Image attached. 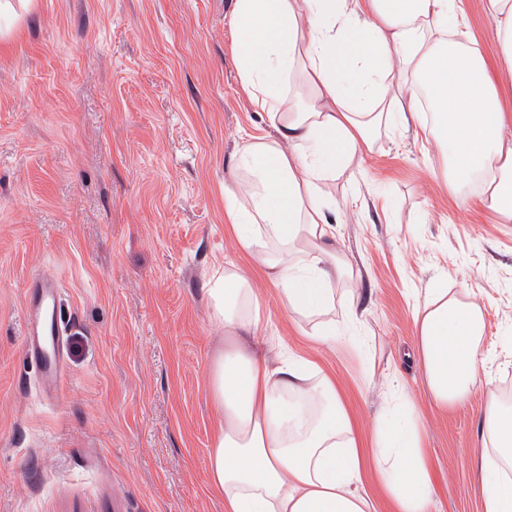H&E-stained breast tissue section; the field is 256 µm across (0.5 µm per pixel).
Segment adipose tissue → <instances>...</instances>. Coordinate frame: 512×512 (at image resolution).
I'll return each mask as SVG.
<instances>
[{"label": "adipose tissue", "instance_id": "ef3b65f1", "mask_svg": "<svg viewBox=\"0 0 512 512\" xmlns=\"http://www.w3.org/2000/svg\"><path fill=\"white\" fill-rule=\"evenodd\" d=\"M496 22L488 61L464 22L463 0H234L231 25L241 89L267 133L235 155L224 209L241 247L318 339L353 266L336 246V200L325 183L381 129L408 125L422 94L424 131L446 152L457 201L479 198L512 222L511 118L498 86L512 83V0H484ZM225 343L210 368L221 419L209 455L224 512H371L358 485L373 467L398 512H430L432 477L411 402L359 445L335 383L303 359L272 367L250 346L262 303L249 276L228 268L205 284ZM416 352L440 406L463 402L489 357L481 308L429 289L414 314ZM484 512H512V403L490 390L482 413Z\"/></svg>", "mask_w": 512, "mask_h": 512}]
</instances>
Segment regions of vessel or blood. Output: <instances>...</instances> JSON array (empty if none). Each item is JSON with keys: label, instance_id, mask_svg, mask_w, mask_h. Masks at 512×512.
Here are the masks:
<instances>
[{"label": "vessel or blood", "instance_id": "vessel-or-blood-1", "mask_svg": "<svg viewBox=\"0 0 512 512\" xmlns=\"http://www.w3.org/2000/svg\"><path fill=\"white\" fill-rule=\"evenodd\" d=\"M25 350L36 361L46 388L59 391L64 364L59 356L63 336V312L59 289L52 276L43 274L31 281L25 306Z\"/></svg>", "mask_w": 512, "mask_h": 512}]
</instances>
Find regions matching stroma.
<instances>
[{"mask_svg": "<svg viewBox=\"0 0 512 512\" xmlns=\"http://www.w3.org/2000/svg\"><path fill=\"white\" fill-rule=\"evenodd\" d=\"M0 15V512H224L209 371L224 349L205 282L235 265L265 312L253 344L331 377L362 440L413 404L432 512H482L487 393L437 407L414 356L417 301L467 295L491 378L512 399V223L461 205L420 112L329 182L336 244L359 270L336 298L353 336L315 339L224 215L237 150L266 132L232 52L233 0H10ZM58 273L66 373L40 394L22 298ZM358 310L359 323L350 312Z\"/></svg>", "mask_w": 512, "mask_h": 512, "instance_id": "35a3bbf8", "label": "stroma"}]
</instances>
